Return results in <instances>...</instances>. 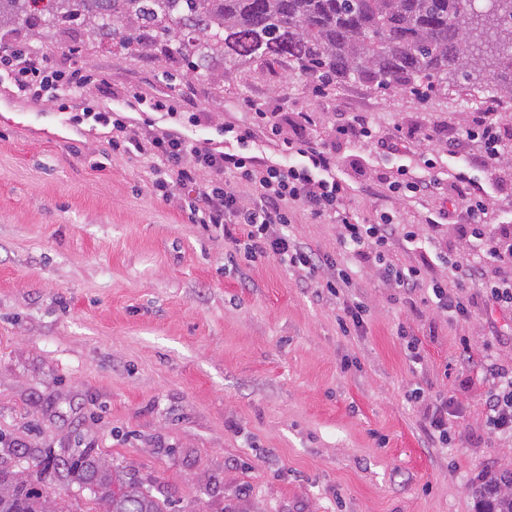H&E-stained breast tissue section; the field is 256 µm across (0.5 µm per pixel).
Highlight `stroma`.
Wrapping results in <instances>:
<instances>
[{
  "label": "stroma",
  "instance_id": "stroma-1",
  "mask_svg": "<svg viewBox=\"0 0 512 512\" xmlns=\"http://www.w3.org/2000/svg\"><path fill=\"white\" fill-rule=\"evenodd\" d=\"M81 64L115 95L136 90L252 126L242 98L270 112H313L311 135L336 146L363 218L392 211L420 223L436 198L387 189L397 163L375 140L402 128L416 157L444 156L423 132L456 131L495 112L512 144V99L481 81L449 82L424 102L363 82L312 92L291 61L259 60L214 80L183 62L101 44L78 30ZM0 114V435L65 455L87 448L138 482L168 512H476L472 485L512 467V438L483 430L484 308L449 322L365 273V333L343 334L342 302L319 298L277 261L232 260L221 235L155 196L146 163L116 156L102 132L11 100ZM366 113L374 140H337L341 116ZM423 343L413 363L398 329ZM473 348L460 370L462 342ZM349 370H342V363ZM457 411L434 448L410 393Z\"/></svg>",
  "mask_w": 512,
  "mask_h": 512
}]
</instances>
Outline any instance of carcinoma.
Here are the masks:
<instances>
[{
	"instance_id": "cac0c4a2",
	"label": "carcinoma",
	"mask_w": 512,
	"mask_h": 512,
	"mask_svg": "<svg viewBox=\"0 0 512 512\" xmlns=\"http://www.w3.org/2000/svg\"><path fill=\"white\" fill-rule=\"evenodd\" d=\"M470 12L471 0H0V29L48 40L75 15L97 40L145 52L159 46L197 75L286 57L306 74L408 86L422 100L456 75L480 77L512 98V0H497L491 18L473 22L469 48L457 22ZM51 468L91 491L87 512H164L118 466L88 453L39 456L32 472L0 464V512H79L40 486ZM472 496L477 512H512V468L473 486Z\"/></svg>"
}]
</instances>
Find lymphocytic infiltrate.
<instances>
[{"mask_svg":"<svg viewBox=\"0 0 512 512\" xmlns=\"http://www.w3.org/2000/svg\"><path fill=\"white\" fill-rule=\"evenodd\" d=\"M0 83L10 95L33 102H50L71 111L73 124L104 128L112 136V150L149 163L151 183L163 201H179L192 223L223 234L246 263L274 259L318 291L342 298L343 314L337 323L342 332L362 330L366 305L354 298L358 273L338 265L290 232L296 213L336 224L342 252L368 265L386 287L413 299L425 293L435 312L451 320L467 319L476 304L489 310L512 312V225L490 223V195L468 174L483 167L496 174L502 163V122L492 112H475L459 131L446 139L449 160L456 165V194L450 205L428 211L422 227L396 222L388 211L365 220L345 207L346 182L336 173L333 148L314 140L312 112L292 118L294 137H282L281 151L289 163L267 158L262 144L254 143L251 129L224 124L219 139H196L189 130L211 123L205 112L181 114L167 99L132 92L140 119L120 113L77 107L84 92L110 94L108 78L76 63L48 68L44 54L18 50L15 41L0 38ZM478 144L474 154L463 153L459 140ZM426 175L397 168L388 184L400 197L422 199L442 194V179L434 160H425ZM453 230L464 244H477L480 259L442 247L444 230ZM422 250L420 265H403L393 258L394 246ZM456 275L455 285L432 277L437 266ZM490 381L485 395V432L512 437V363L497 360L484 364Z\"/></svg>","mask_w":512,"mask_h":512,"instance_id":"f902f5d3","label":"lymphocytic infiltrate"}]
</instances>
